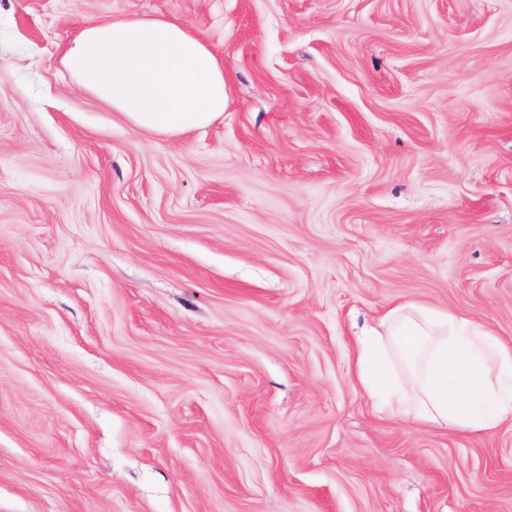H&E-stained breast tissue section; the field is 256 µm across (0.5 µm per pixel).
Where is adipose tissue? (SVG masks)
Listing matches in <instances>:
<instances>
[{"label":"adipose tissue","mask_w":512,"mask_h":512,"mask_svg":"<svg viewBox=\"0 0 512 512\" xmlns=\"http://www.w3.org/2000/svg\"><path fill=\"white\" fill-rule=\"evenodd\" d=\"M63 63L82 88L154 135L175 138L224 112L223 64L167 17L88 22ZM354 372L375 405L421 424L482 433L512 422V346L445 310L389 309L359 336Z\"/></svg>","instance_id":"1"}]
</instances>
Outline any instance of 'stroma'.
Wrapping results in <instances>:
<instances>
[{"label": "stroma", "mask_w": 512, "mask_h": 512, "mask_svg": "<svg viewBox=\"0 0 512 512\" xmlns=\"http://www.w3.org/2000/svg\"><path fill=\"white\" fill-rule=\"evenodd\" d=\"M131 15L223 61L208 127L76 84ZM410 301L512 344V0H0V512H512V426L351 372Z\"/></svg>", "instance_id": "35a3bbf8"}]
</instances>
